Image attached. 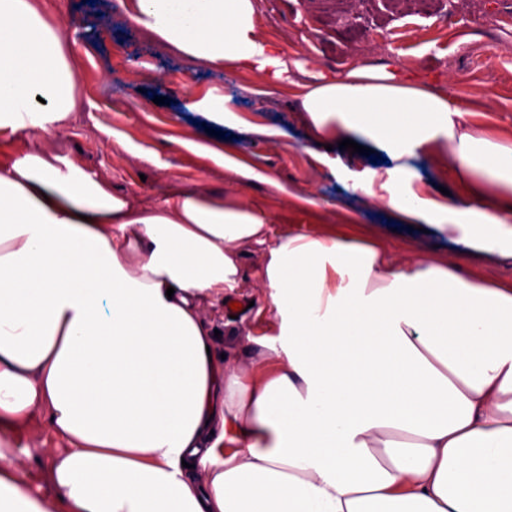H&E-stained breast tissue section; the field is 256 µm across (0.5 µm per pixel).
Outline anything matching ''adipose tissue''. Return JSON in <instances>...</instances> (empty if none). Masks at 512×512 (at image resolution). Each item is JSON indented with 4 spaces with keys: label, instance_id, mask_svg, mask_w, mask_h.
Segmentation results:
<instances>
[{
    "label": "adipose tissue",
    "instance_id": "1",
    "mask_svg": "<svg viewBox=\"0 0 512 512\" xmlns=\"http://www.w3.org/2000/svg\"><path fill=\"white\" fill-rule=\"evenodd\" d=\"M180 52L267 82L295 67L263 39L257 0H131ZM68 27L0 0V137L75 109ZM318 138L395 159L447 152L463 193L378 183L406 220L512 253V146L410 77L313 74ZM268 248L277 343L244 369L210 358L203 303L238 288L242 243ZM63 449L32 497L0 448V512H512V287L377 243L272 239L247 206L174 191L140 209L80 167L0 161V436L33 411Z\"/></svg>",
    "mask_w": 512,
    "mask_h": 512
}]
</instances>
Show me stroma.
Listing matches in <instances>:
<instances>
[{"label": "stroma", "mask_w": 512, "mask_h": 512, "mask_svg": "<svg viewBox=\"0 0 512 512\" xmlns=\"http://www.w3.org/2000/svg\"><path fill=\"white\" fill-rule=\"evenodd\" d=\"M33 3L48 23L75 26L67 60L78 109L62 131L47 137L31 129L1 146L11 157L34 151L75 163L143 208L175 190L196 191L252 206L277 236L374 240L397 257L423 255L468 278L512 284L511 255L476 249L467 237L433 227L419 231L383 203L352 191L354 177L371 169L385 174L386 165L320 146L299 106L310 72L333 78L355 66L391 64L464 103L472 135L512 143V27L473 30L455 21L464 14H511L512 0H438L440 14L433 18L405 16L396 0H259L261 36L302 63L276 85L180 53L133 26L124 0ZM157 96L164 105L154 104ZM191 102L203 103V110L187 111ZM400 178L407 190L444 205L462 193L444 155L411 160ZM267 260L266 248L244 245L239 310L201 308L220 332L218 349L232 356L241 354V334H263L274 318L259 287ZM56 445L37 411L7 440L32 494L47 488L45 453Z\"/></svg>", "instance_id": "1"}]
</instances>
